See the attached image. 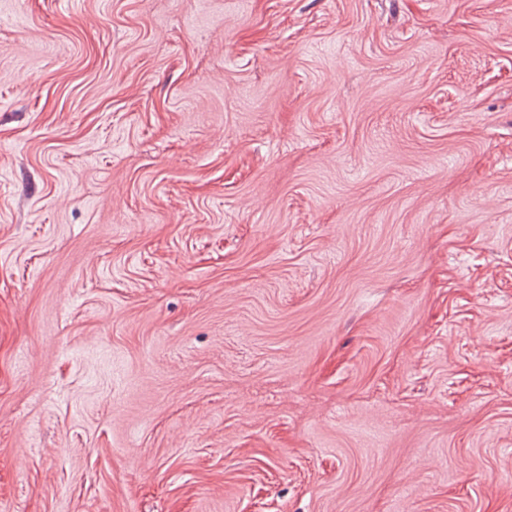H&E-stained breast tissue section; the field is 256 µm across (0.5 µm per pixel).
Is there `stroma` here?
Masks as SVG:
<instances>
[{"label": "stroma", "mask_w": 512, "mask_h": 512, "mask_svg": "<svg viewBox=\"0 0 512 512\" xmlns=\"http://www.w3.org/2000/svg\"><path fill=\"white\" fill-rule=\"evenodd\" d=\"M0 512H512V0H0Z\"/></svg>", "instance_id": "35a3bbf8"}]
</instances>
